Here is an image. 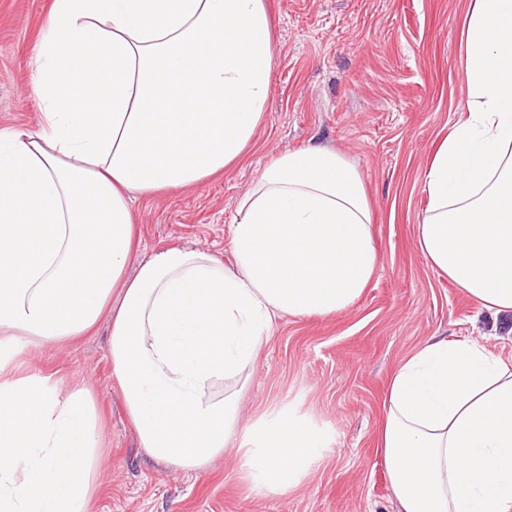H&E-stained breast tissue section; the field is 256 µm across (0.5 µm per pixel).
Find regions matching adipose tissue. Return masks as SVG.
<instances>
[{"label":"adipose tissue","instance_id":"ef3b65f1","mask_svg":"<svg viewBox=\"0 0 512 512\" xmlns=\"http://www.w3.org/2000/svg\"><path fill=\"white\" fill-rule=\"evenodd\" d=\"M464 117L425 177L417 246L480 308L512 314V0H473ZM264 0H53L33 129H0V512H95L107 446L86 379L25 357L109 326L112 375L147 457L203 474L236 448L261 496L299 485L327 433L296 412L241 428L275 317L351 307L378 264L358 169L313 145L239 201L233 260L134 254V196L237 164L267 109ZM377 441L395 512H512V361L433 336L394 368Z\"/></svg>","mask_w":512,"mask_h":512}]
</instances>
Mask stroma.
I'll return each mask as SVG.
<instances>
[{
  "label": "stroma",
  "mask_w": 512,
  "mask_h": 512,
  "mask_svg": "<svg viewBox=\"0 0 512 512\" xmlns=\"http://www.w3.org/2000/svg\"><path fill=\"white\" fill-rule=\"evenodd\" d=\"M51 2L0 0V129L39 122L30 63ZM265 3L275 59L254 143L194 188L135 200L133 260L182 244L231 262L236 204L276 152L319 144L355 165L379 265L350 308L276 320L240 402L242 426L293 409L327 430L329 449L299 486L274 497L252 491L232 451L203 475L167 469L138 446L102 323L30 361L41 374L83 376L94 386L108 442L96 512H394L377 431L398 361L432 336L471 338L512 357V315L480 310L416 243L426 172L467 100L457 49L472 0Z\"/></svg>",
  "instance_id": "stroma-1"
}]
</instances>
